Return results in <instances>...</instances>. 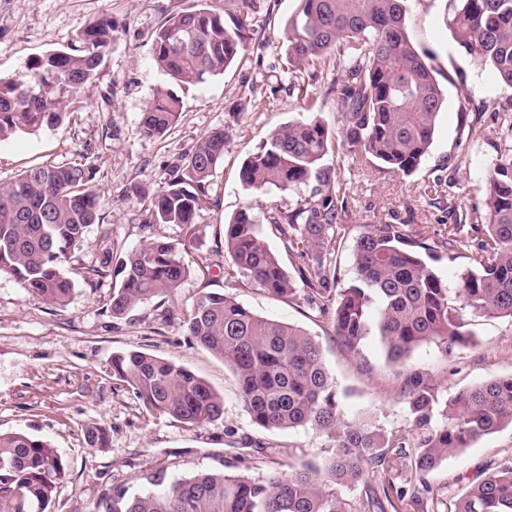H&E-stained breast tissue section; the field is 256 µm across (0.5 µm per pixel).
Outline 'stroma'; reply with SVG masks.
<instances>
[{
    "label": "stroma",
    "instance_id": "obj_1",
    "mask_svg": "<svg viewBox=\"0 0 512 512\" xmlns=\"http://www.w3.org/2000/svg\"><path fill=\"white\" fill-rule=\"evenodd\" d=\"M0 0V76L24 80L27 64L50 49L68 50L79 31L105 15L119 23L112 50L100 75L72 104L73 120L33 134L0 141V182L28 167L81 160L92 167L103 193V225H91L82 249L71 254L66 270L78 273L102 248L101 228L130 249L158 236L177 244L191 274L174 295L112 318L107 299L111 281L93 285L78 278L66 306L52 305L0 273V431H21L46 440L66 464L50 512H94L103 491L116 485L137 489L140 474L163 468L188 476L223 469L236 462V474L255 477L278 464L315 460L325 446L312 431L266 430L254 424L238 397L236 377L224 361L192 342L185 313L203 288L234 297L256 314L303 327L320 342L331 372L344 391L347 413L373 412L396 434H408L412 421L402 387L417 372L441 396L512 373V320L478 318L473 341L441 351L424 345L402 363L387 361L380 337L367 336L360 356L336 342L326 319L303 298H271L245 277L225 279L224 222L245 206L261 221L268 246L289 272L304 263L286 250L277 231L264 223L268 209H294L296 194L276 190L253 197L239 180L244 159L284 124L315 112L332 135H340L342 117L329 77L319 66L303 69L300 85L290 84L284 26L301 0ZM212 9L231 20L246 15L244 50L224 74L204 83H179L183 102L177 125L161 137L138 131L141 114L166 77L153 60V40L169 14L178 9ZM453 0H408L406 31L420 50L436 57L437 79L445 92L433 145L410 175L353 160L336 146L325 162L347 186L345 229L335 243L337 288L354 281L353 245L367 224H401L429 241L456 231L464 242L455 261L435 267L449 285L468 265L467 255L485 239L481 224L459 223V216L482 207L476 187L505 138L497 113L512 108V88L496 79L453 40L446 24ZM224 129V161L210 178L209 203L194 229L151 224L137 190H158L170 167L203 134ZM139 350L168 360L205 379L224 397V417L187 428L172 417L150 411L131 387L112 373V356ZM106 427L109 443L92 446L87 427ZM512 461V427L483 436L471 448L419 478L410 465L390 474L396 489L419 481L432 488L429 512H450L456 496L487 465Z\"/></svg>",
    "mask_w": 512,
    "mask_h": 512
}]
</instances>
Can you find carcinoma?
Returning a JSON list of instances; mask_svg holds the SVG:
<instances>
[{
  "label": "carcinoma",
  "mask_w": 512,
  "mask_h": 512,
  "mask_svg": "<svg viewBox=\"0 0 512 512\" xmlns=\"http://www.w3.org/2000/svg\"><path fill=\"white\" fill-rule=\"evenodd\" d=\"M285 27L288 55L297 66L336 70L332 89L343 118V145L368 164L409 175L429 154L445 102L435 67L411 43L405 0H301ZM448 22L453 39L512 87V0H456ZM245 23L200 7L173 13L158 30L153 58L160 72L182 83L223 73L244 49ZM112 17L83 28L79 46L48 51L28 64V80L0 77V141L60 126L70 102L99 76L112 50ZM182 100L160 87L147 104L140 133L170 131ZM222 129L201 136L169 170L165 186L140 193L151 224L191 228L206 206L210 177L224 160ZM331 135L311 114L273 131L240 166L242 186L299 195L294 209L270 210L268 224L284 246L307 258L299 270L305 300L330 317L332 335L350 354L366 336L381 337L387 358L406 360L422 345L446 352L469 342L474 318L512 319V149L497 152L479 184L483 210L470 221L487 238L468 255L469 266L450 288L429 263L433 254L455 259L457 243L429 246L398 224H366L353 249L354 284L336 289L332 243L339 236L346 187L324 163ZM102 193L78 160L31 167L0 184V272L28 292L64 307L75 281L64 268L83 247L86 228L101 224ZM224 277L249 278L272 298H297L294 279L261 236L252 207L224 224ZM110 262L84 266L88 282L119 277L107 299L115 319L156 298L171 296L190 274L174 243L161 238L118 250ZM190 339L224 360L252 421L268 430L312 429L325 442L317 461L289 463L256 478L219 472L170 477L164 469L141 474L144 488L115 487L97 512H389L405 494L372 485L374 475L408 460L422 477L479 438L512 426V375L494 376L444 401L421 377L406 384L413 417L408 435L389 432L370 415L349 416L320 343L304 328L263 318L235 298L205 292L184 320ZM112 372L142 404L197 427L222 419L224 398L201 377L160 357L127 351L112 357ZM65 464L51 445L24 432H0V512H47ZM363 487L364 495L345 492ZM450 512H512V461L473 481Z\"/></svg>",
  "instance_id": "obj_1"
}]
</instances>
